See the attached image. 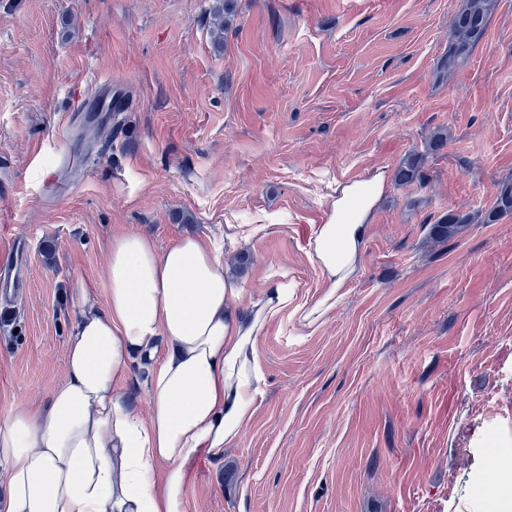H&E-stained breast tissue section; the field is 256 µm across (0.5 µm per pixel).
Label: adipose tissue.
<instances>
[{
    "instance_id": "ef3b65f1",
    "label": "adipose tissue",
    "mask_w": 512,
    "mask_h": 512,
    "mask_svg": "<svg viewBox=\"0 0 512 512\" xmlns=\"http://www.w3.org/2000/svg\"><path fill=\"white\" fill-rule=\"evenodd\" d=\"M388 188L385 171L341 182L308 254L323 291L299 304L287 281L244 304L243 291L200 239L165 251L141 234L114 236L106 301L77 282L63 383L48 407L0 416V512H185L187 466L221 455L252 422L264 381L258 339L291 317L314 330L351 282L368 226ZM144 386L141 417L125 388Z\"/></svg>"
}]
</instances>
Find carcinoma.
Segmentation results:
<instances>
[{"label":"carcinoma","instance_id":"1","mask_svg":"<svg viewBox=\"0 0 512 512\" xmlns=\"http://www.w3.org/2000/svg\"><path fill=\"white\" fill-rule=\"evenodd\" d=\"M497 0H463L460 10L451 21V39L448 51L441 59V68L448 74H455L467 64L473 47L484 36L489 16L496 7ZM237 11V0H215L212 9L211 37L215 48L224 46V33L229 29ZM427 157L424 153L408 156L395 170L394 181L400 186L422 184L426 178L423 171ZM512 211V182L502 183L497 192L494 211L486 216L493 221L497 212ZM472 222L470 214L445 213L429 228V239L433 245L448 242L463 224Z\"/></svg>","mask_w":512,"mask_h":512}]
</instances>
